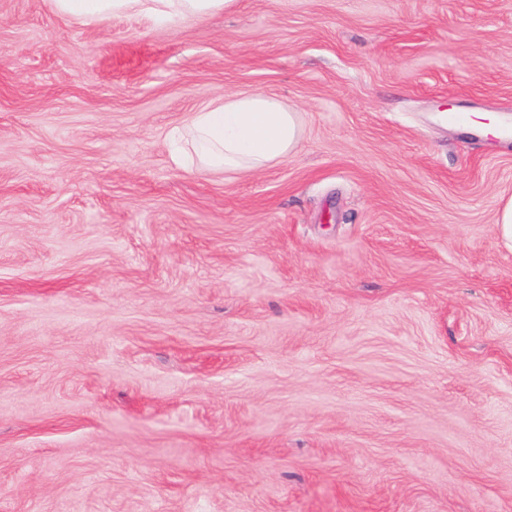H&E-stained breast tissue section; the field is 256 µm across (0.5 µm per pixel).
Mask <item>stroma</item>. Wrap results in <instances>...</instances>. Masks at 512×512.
Wrapping results in <instances>:
<instances>
[{
	"label": "stroma",
	"mask_w": 512,
	"mask_h": 512,
	"mask_svg": "<svg viewBox=\"0 0 512 512\" xmlns=\"http://www.w3.org/2000/svg\"><path fill=\"white\" fill-rule=\"evenodd\" d=\"M300 113L256 173L191 112ZM512 0H0V512H512ZM64 16L100 21L116 14L142 12L161 20L202 19L224 12L236 0H52ZM299 112L278 97L254 91L192 112L179 135L173 160L190 158L215 171L248 173L285 160L302 138Z\"/></svg>",
	"instance_id": "35a3bbf8"
}]
</instances>
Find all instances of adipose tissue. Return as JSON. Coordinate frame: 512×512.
Here are the masks:
<instances>
[{"mask_svg": "<svg viewBox=\"0 0 512 512\" xmlns=\"http://www.w3.org/2000/svg\"><path fill=\"white\" fill-rule=\"evenodd\" d=\"M235 0H53L64 16L100 21L142 12L161 20L201 19L224 12ZM298 112L278 97L254 91L226 95L193 112L179 135L174 162L191 159L215 171L248 173L285 160L298 147Z\"/></svg>", "mask_w": 512, "mask_h": 512, "instance_id": "1", "label": "adipose tissue"}]
</instances>
